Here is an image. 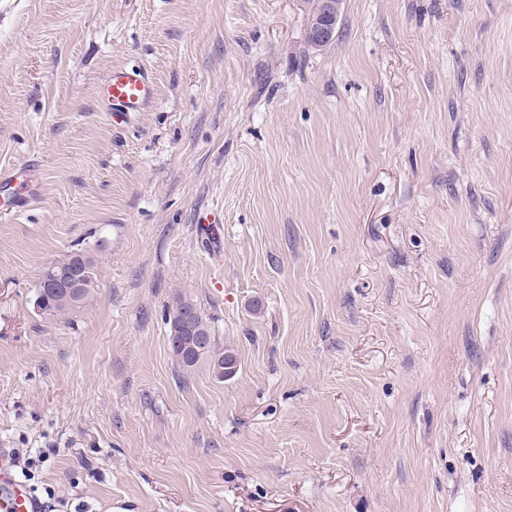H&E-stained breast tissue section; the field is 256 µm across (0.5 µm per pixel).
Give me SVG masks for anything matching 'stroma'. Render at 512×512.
<instances>
[{
	"label": "stroma",
	"mask_w": 512,
	"mask_h": 512,
	"mask_svg": "<svg viewBox=\"0 0 512 512\" xmlns=\"http://www.w3.org/2000/svg\"><path fill=\"white\" fill-rule=\"evenodd\" d=\"M0 0V448L45 512H512V0ZM150 107L115 125L101 79ZM219 211L213 245L196 219ZM89 247L90 301L33 308ZM191 298L233 376L177 365ZM338 0H322V13L320 21L312 28L311 37L318 45L331 37L332 23L336 18ZM320 23V24H319ZM319 24V25H318ZM153 94L150 75L135 64L111 69L100 87L102 105L115 124H126L135 112H143ZM29 169L22 171L16 167L0 170V216H10L22 211L34 202L32 195L27 192ZM6 194V197H5Z\"/></svg>",
	"instance_id": "35a3bbf8"
}]
</instances>
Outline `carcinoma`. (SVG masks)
Here are the masks:
<instances>
[{
    "instance_id": "obj_1",
    "label": "carcinoma",
    "mask_w": 512,
    "mask_h": 512,
    "mask_svg": "<svg viewBox=\"0 0 512 512\" xmlns=\"http://www.w3.org/2000/svg\"><path fill=\"white\" fill-rule=\"evenodd\" d=\"M53 271L58 275L76 278L74 287L65 291L41 276L35 289L34 308L46 316L65 315L85 304L93 294L97 283V259L92 249L84 248L71 252L53 263ZM193 313L194 332L179 330V316L182 312ZM169 322V343L177 365L192 371L203 363L212 366V371L223 378L234 372L236 359L231 353H217L214 350V336L201 309L191 299L177 296L167 311ZM204 336L208 345L204 352L193 350L196 339Z\"/></svg>"
}]
</instances>
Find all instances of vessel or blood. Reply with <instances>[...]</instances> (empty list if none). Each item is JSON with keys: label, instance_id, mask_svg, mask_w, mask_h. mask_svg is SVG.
Wrapping results in <instances>:
<instances>
[{"label": "vessel or blood", "instance_id": "b4317fda", "mask_svg": "<svg viewBox=\"0 0 512 512\" xmlns=\"http://www.w3.org/2000/svg\"><path fill=\"white\" fill-rule=\"evenodd\" d=\"M154 94L153 81L141 66L130 64L111 69L101 87L104 109L113 123H127L144 111ZM29 173L17 168L0 170V216H10L33 203L27 192ZM8 453L0 451V512H40V503L16 481Z\"/></svg>", "mask_w": 512, "mask_h": 512}]
</instances>
